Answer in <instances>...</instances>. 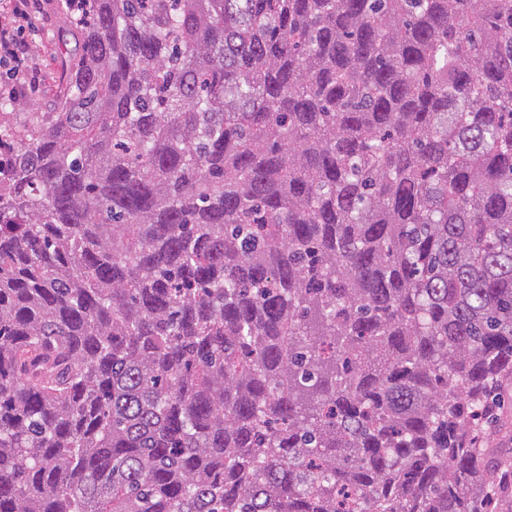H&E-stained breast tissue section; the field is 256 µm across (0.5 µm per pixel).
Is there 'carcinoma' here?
<instances>
[{
	"label": "carcinoma",
	"mask_w": 512,
	"mask_h": 512,
	"mask_svg": "<svg viewBox=\"0 0 512 512\" xmlns=\"http://www.w3.org/2000/svg\"><path fill=\"white\" fill-rule=\"evenodd\" d=\"M0 153V512H498L512 0H88Z\"/></svg>",
	"instance_id": "carcinoma-1"
}]
</instances>
